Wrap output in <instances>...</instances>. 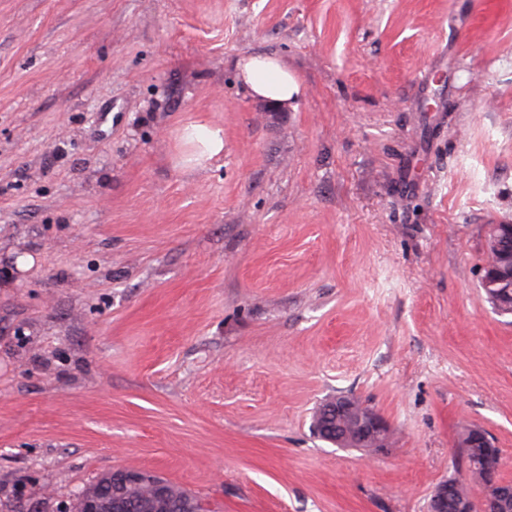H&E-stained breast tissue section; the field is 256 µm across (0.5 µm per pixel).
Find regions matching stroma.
<instances>
[{"mask_svg":"<svg viewBox=\"0 0 512 512\" xmlns=\"http://www.w3.org/2000/svg\"><path fill=\"white\" fill-rule=\"evenodd\" d=\"M258 53L296 107L237 82ZM189 124L224 130L202 169ZM504 221L512 0H0V512L115 468L213 512H428L472 425L512 481ZM340 396L384 454L312 433ZM236 72L240 81L251 94L267 104L273 112L288 109L301 94V87L288 71V65L274 54H255L244 56L236 63ZM277 106H276V105Z\"/></svg>","mask_w":512,"mask_h":512,"instance_id":"1","label":"stroma"}]
</instances>
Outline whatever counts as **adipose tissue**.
I'll list each match as a JSON object with an SVG mask.
<instances>
[{
	"mask_svg": "<svg viewBox=\"0 0 512 512\" xmlns=\"http://www.w3.org/2000/svg\"><path fill=\"white\" fill-rule=\"evenodd\" d=\"M240 81L251 94L263 102H273L280 108L291 107L301 93V87L288 66L277 55L255 54L240 58L236 63ZM187 167L204 166L224 151V130L216 126L190 124L183 128Z\"/></svg>",
	"mask_w": 512,
	"mask_h": 512,
	"instance_id": "1",
	"label": "adipose tissue"
}]
</instances>
